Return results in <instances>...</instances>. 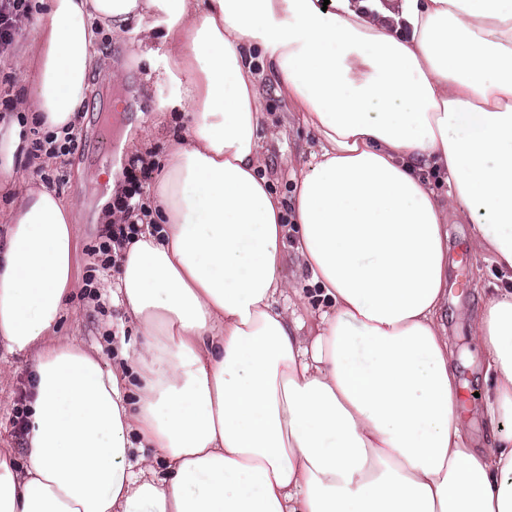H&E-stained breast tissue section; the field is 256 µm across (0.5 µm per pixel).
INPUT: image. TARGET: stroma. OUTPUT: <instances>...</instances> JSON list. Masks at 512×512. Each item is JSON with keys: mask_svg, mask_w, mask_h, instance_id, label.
<instances>
[{"mask_svg": "<svg viewBox=\"0 0 512 512\" xmlns=\"http://www.w3.org/2000/svg\"><path fill=\"white\" fill-rule=\"evenodd\" d=\"M38 35L37 19H29L18 31L11 49L0 55V91L12 90L15 97L24 96L34 76L35 66L28 63L26 52ZM139 35L131 31L121 40L101 35L99 47L111 59L112 69L124 80L121 89H114L107 75L93 74L95 96L83 113L74 131L77 145L72 150H58L47 155L40 165L30 159H15V173L37 185H46L68 201L76 202L75 279L65 312L59 322L58 334L93 353L104 369H111L119 347L137 350L141 335L138 324L123 313L115 287L118 271L100 266L93 248L103 233L99 202L102 191L93 189L89 178L100 168L109 167L105 157L102 117L114 98L125 99L127 109L113 118V125L127 124L131 130L126 138H113L124 160H132V145L141 137L142 129L152 128L154 103L170 98L176 87L167 82H145L144 77L161 71L165 65L162 52L138 47ZM265 105L276 133L264 138L266 174L271 190L282 201H289L294 182L291 172L310 160L319 150L312 131L300 125L287 99L267 87ZM186 129L178 113H170L161 133L151 139V157L145 164L144 192H151L158 169L167 156L169 142L183 138ZM495 280V269L489 258L469 255L463 287H449L444 322L458 344L462 356H469L475 347L468 326L457 313L466 309L477 311L483 300L482 290ZM34 359L25 354L9 352L0 344V448L12 449L17 467L26 462V427L16 419L19 409L27 408L32 387Z\"/></svg>", "mask_w": 512, "mask_h": 512, "instance_id": "1", "label": "stroma"}]
</instances>
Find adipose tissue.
Returning <instances> with one entry per match:
<instances>
[{"mask_svg": "<svg viewBox=\"0 0 512 512\" xmlns=\"http://www.w3.org/2000/svg\"><path fill=\"white\" fill-rule=\"evenodd\" d=\"M39 3L9 152L33 126L72 133L99 25L160 39L176 93L157 111L188 134L117 251L143 342L109 371L56 332L70 205L0 166V343L36 363L0 512H512V0ZM267 78L320 144L287 206L263 164ZM453 218L510 282L473 318L485 392L465 408L442 318ZM307 288L325 307L304 336L278 299Z\"/></svg>", "mask_w": 512, "mask_h": 512, "instance_id": "1", "label": "adipose tissue"}]
</instances>
